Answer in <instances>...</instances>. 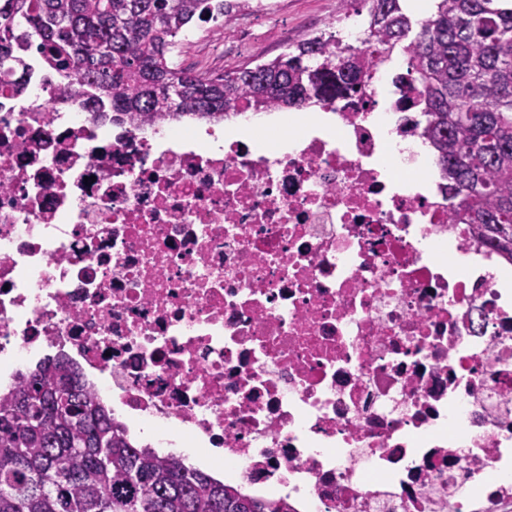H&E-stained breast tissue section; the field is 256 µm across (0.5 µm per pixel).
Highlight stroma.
I'll use <instances>...</instances> for the list:
<instances>
[{
    "label": "stroma",
    "instance_id": "1",
    "mask_svg": "<svg viewBox=\"0 0 512 512\" xmlns=\"http://www.w3.org/2000/svg\"><path fill=\"white\" fill-rule=\"evenodd\" d=\"M343 0H278V7L265 18L247 12L237 15L222 31L205 40L196 33L206 31L202 22L191 25L192 32L183 36L178 66L197 72H231L246 64L273 59L288 44L321 33L346 35L337 21L344 10Z\"/></svg>",
    "mask_w": 512,
    "mask_h": 512
}]
</instances>
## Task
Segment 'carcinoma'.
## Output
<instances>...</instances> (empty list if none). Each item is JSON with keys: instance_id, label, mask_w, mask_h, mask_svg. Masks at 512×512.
I'll return each instance as SVG.
<instances>
[{"instance_id": "carcinoma-1", "label": "carcinoma", "mask_w": 512, "mask_h": 512, "mask_svg": "<svg viewBox=\"0 0 512 512\" xmlns=\"http://www.w3.org/2000/svg\"><path fill=\"white\" fill-rule=\"evenodd\" d=\"M366 47L314 36L233 73L174 65L179 35L249 0H0V64L23 88L29 47L62 89L112 120L222 119L231 112L324 107L359 92L399 49L419 113L448 178L454 224L512 261V0H435L425 18L403 0H368ZM0 512H290L178 457L132 442L65 362L18 374L0 398Z\"/></svg>"}]
</instances>
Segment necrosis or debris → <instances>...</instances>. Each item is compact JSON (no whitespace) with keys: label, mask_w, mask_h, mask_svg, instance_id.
<instances>
[{"label":"necrosis or debris","mask_w":512,"mask_h":512,"mask_svg":"<svg viewBox=\"0 0 512 512\" xmlns=\"http://www.w3.org/2000/svg\"><path fill=\"white\" fill-rule=\"evenodd\" d=\"M383 65L287 142L0 79V396L67 362L290 512H512V261L448 221Z\"/></svg>","instance_id":"obj_1"}]
</instances>
